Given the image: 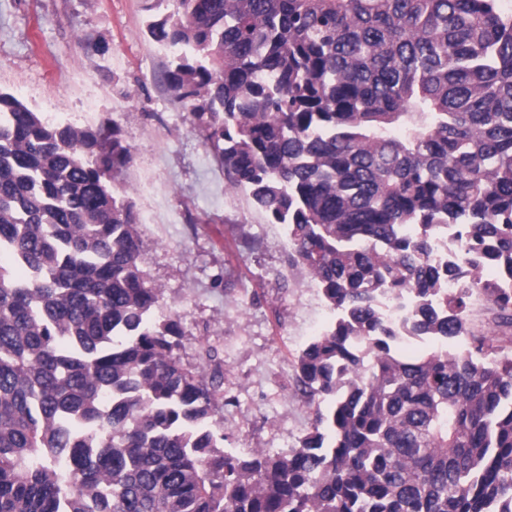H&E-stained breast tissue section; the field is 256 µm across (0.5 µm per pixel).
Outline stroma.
<instances>
[{"label": "stroma", "mask_w": 512, "mask_h": 512, "mask_svg": "<svg viewBox=\"0 0 512 512\" xmlns=\"http://www.w3.org/2000/svg\"><path fill=\"white\" fill-rule=\"evenodd\" d=\"M169 10L165 0H0V92L55 122L118 124L133 159L113 184L133 190L142 270L180 319L183 362L222 373L225 451L285 455L313 418L297 356L335 314L289 267L285 226L227 190L168 91L173 52L146 25Z\"/></svg>", "instance_id": "stroma-1"}]
</instances>
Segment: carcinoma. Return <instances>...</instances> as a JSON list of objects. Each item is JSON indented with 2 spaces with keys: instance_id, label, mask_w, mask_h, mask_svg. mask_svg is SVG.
I'll use <instances>...</instances> for the list:
<instances>
[{
  "instance_id": "1",
  "label": "carcinoma",
  "mask_w": 512,
  "mask_h": 512,
  "mask_svg": "<svg viewBox=\"0 0 512 512\" xmlns=\"http://www.w3.org/2000/svg\"><path fill=\"white\" fill-rule=\"evenodd\" d=\"M173 2L147 24L177 53L169 90L339 312L297 357L311 429L287 455L224 451L221 377L181 360L106 177L131 147L0 92V257L27 271L0 264V512H512V12ZM386 293L413 296L402 331ZM476 296L502 335L471 329ZM403 334L436 346L406 356ZM458 254V241L455 233H446L434 245L430 262L435 266H445Z\"/></svg>"
}]
</instances>
